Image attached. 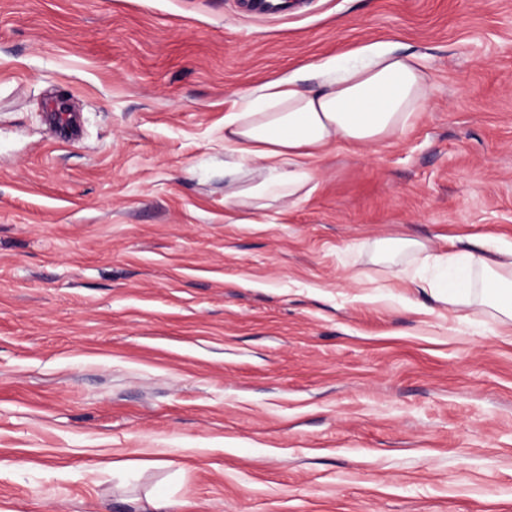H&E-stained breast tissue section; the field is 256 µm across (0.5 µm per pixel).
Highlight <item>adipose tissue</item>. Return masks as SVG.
Masks as SVG:
<instances>
[{
    "instance_id": "obj_1",
    "label": "adipose tissue",
    "mask_w": 512,
    "mask_h": 512,
    "mask_svg": "<svg viewBox=\"0 0 512 512\" xmlns=\"http://www.w3.org/2000/svg\"><path fill=\"white\" fill-rule=\"evenodd\" d=\"M431 83L417 56L374 49L364 59L325 71L317 90L302 89L295 79L272 81L224 119V148L250 165L251 181H229L228 207L269 197L296 201L312 181L310 158L327 146L377 145L405 134L422 112ZM483 274L480 296L512 321V250L496 257L465 256L431 292L455 306L471 299V272Z\"/></svg>"
}]
</instances>
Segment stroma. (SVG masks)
<instances>
[{
  "mask_svg": "<svg viewBox=\"0 0 512 512\" xmlns=\"http://www.w3.org/2000/svg\"><path fill=\"white\" fill-rule=\"evenodd\" d=\"M376 44L414 127L224 208V117ZM512 0H0V512H512ZM495 253V258L468 254L449 267V272L437 284L428 286L437 300L467 306L472 295L471 272L474 268L480 269L483 274L481 299L499 310L512 327V250H495Z\"/></svg>",
  "mask_w": 512,
  "mask_h": 512,
  "instance_id": "stroma-1",
  "label": "stroma"
}]
</instances>
